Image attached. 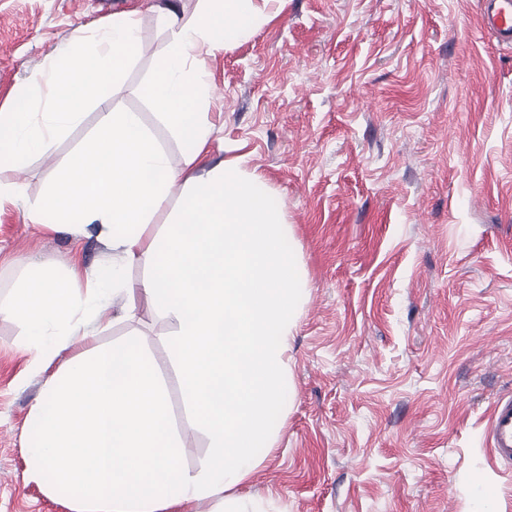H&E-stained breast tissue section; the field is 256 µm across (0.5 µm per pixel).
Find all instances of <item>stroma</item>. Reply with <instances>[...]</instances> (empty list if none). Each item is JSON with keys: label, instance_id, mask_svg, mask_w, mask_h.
<instances>
[{"label": "stroma", "instance_id": "stroma-1", "mask_svg": "<svg viewBox=\"0 0 512 512\" xmlns=\"http://www.w3.org/2000/svg\"><path fill=\"white\" fill-rule=\"evenodd\" d=\"M172 0H0V114L72 31L96 38L135 14L138 45L108 96L141 113L179 165L184 148L152 89ZM482 0H264L262 23L205 57L213 160L261 177L300 258L305 296L288 336V387L271 448L230 491L260 512H512V472L485 430L512 395V47L482 30ZM82 121L18 171L0 160V302L25 262L106 263L92 238L30 223L53 172L91 134ZM139 343L162 378L197 472L209 436L187 409L162 338L137 304ZM23 327L0 316V512H77L29 480L25 448L42 376ZM483 475L493 492L484 500Z\"/></svg>", "mask_w": 512, "mask_h": 512}]
</instances>
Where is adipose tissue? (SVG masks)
<instances>
[{
  "instance_id": "adipose-tissue-1",
  "label": "adipose tissue",
  "mask_w": 512,
  "mask_h": 512,
  "mask_svg": "<svg viewBox=\"0 0 512 512\" xmlns=\"http://www.w3.org/2000/svg\"><path fill=\"white\" fill-rule=\"evenodd\" d=\"M260 17L256 0H198L189 17L174 5L157 13L170 41L153 98L166 125L190 141L180 167L169 164L140 113L109 106L107 90L138 39L129 16L93 42L76 29L58 63L31 79L33 101L0 116V156L23 169L80 122L88 102L102 109L95 134L28 216L95 239L110 265H27L10 302L0 304L1 316L22 323L37 365L53 366L73 338L87 345L44 380L30 412L36 437L27 455L31 480L73 492L93 512H167L204 497L239 512L225 493L271 445L302 280L260 177L234 161L210 162L211 128L201 110L209 85L198 67L201 54L231 49ZM179 184L190 192L181 218L151 235L154 216ZM139 262L152 269L134 288L126 271ZM134 291L176 325L165 342L182 372L185 402L210 437L197 473L178 465L184 442L171 430L165 390L137 339L95 343L104 313L137 322Z\"/></svg>"
}]
</instances>
